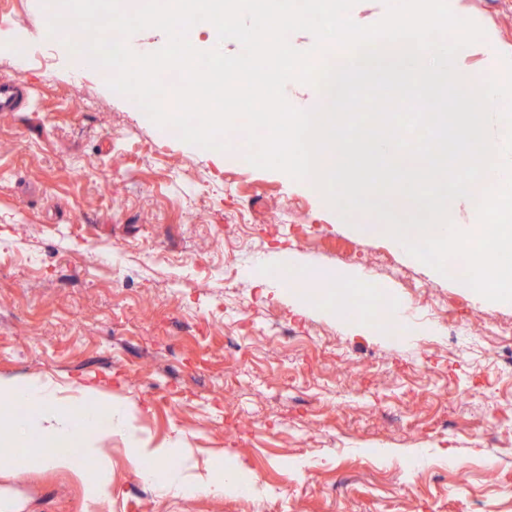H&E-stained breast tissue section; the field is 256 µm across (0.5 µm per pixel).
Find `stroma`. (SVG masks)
<instances>
[{
	"label": "stroma",
	"instance_id": "35a3bbf8",
	"mask_svg": "<svg viewBox=\"0 0 512 512\" xmlns=\"http://www.w3.org/2000/svg\"><path fill=\"white\" fill-rule=\"evenodd\" d=\"M492 34L484 76L512 50V0H448ZM42 0H0V377L40 376L76 403L136 408L81 473L0 467L24 512H512V302H481L388 238L361 236L319 193L252 166L248 145L169 136L104 68L45 41ZM294 259L375 289L361 320L407 305L410 335L367 332L258 272ZM495 333L459 335V320ZM501 421L483 437L490 412ZM180 447L189 481L220 461L253 495L163 493L130 459ZM470 468L459 482L450 463ZM107 478L94 503L87 481ZM26 92L20 81L0 83V112H17ZM136 448H130L131 456L134 460L140 461L144 458H151L153 460H166L177 453L180 448H169L159 446L157 448H150V444L146 441H136Z\"/></svg>",
	"mask_w": 512,
	"mask_h": 512
}]
</instances>
